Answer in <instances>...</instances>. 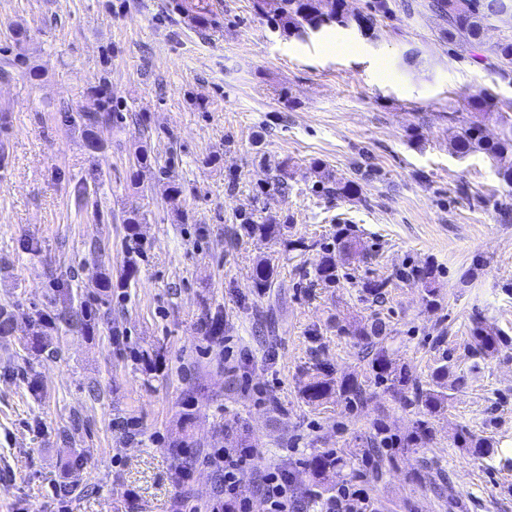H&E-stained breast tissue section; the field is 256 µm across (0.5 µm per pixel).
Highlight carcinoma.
<instances>
[{"mask_svg": "<svg viewBox=\"0 0 512 512\" xmlns=\"http://www.w3.org/2000/svg\"><path fill=\"white\" fill-rule=\"evenodd\" d=\"M255 7L259 12L271 15L275 27L298 37L325 25L336 23L346 26L352 21L368 33L373 29L376 15L387 11L386 0H375L372 13L365 16L349 15L346 0H255ZM435 7L448 15V28L443 30L442 37L447 39L448 43L462 47L483 42L489 22L500 8H505V13L512 16V0H436ZM176 8L196 24L204 25L207 22V11L203 6L190 3L188 0H179ZM92 93L96 97L97 110L79 112L72 121L79 122L83 127L87 146L98 150L101 143L95 129L112 124V100L104 95L103 88L99 85L92 89ZM467 106L470 119L455 137L453 151L460 156L476 152L485 154L497 164L499 178L512 186V119L496 111L493 99L485 93L468 96ZM489 122H495L502 127L500 136L495 139L485 135V126ZM359 190V183L353 179H339L333 186L326 188L327 193L338 198L353 197ZM239 221L246 235L266 240L284 236L291 218L282 219L277 215H270L259 224L253 215L241 213ZM355 245L356 240L348 228L337 230L336 240L331 246H320L316 242L308 244L303 240L288 242V247L303 254L316 252L315 260L312 262L313 280L310 281V286L322 284L329 288L340 287L341 280L346 278V274L342 273L343 259L352 254ZM135 266L134 260H128V268L117 282H112V275L106 274L100 278L99 287L109 295L112 294L114 287H127ZM276 273L277 264L274 258L269 255L261 258L254 270V287L260 291L271 287ZM409 277L421 282L423 300L426 304H437V298L440 296L439 288L436 286L437 270L430 264L366 280L360 284L361 297L366 301L381 303L384 301L387 288L394 284V280ZM57 287L58 295L64 297V304L60 310L46 312L38 319L36 338L30 346L32 350L43 349L42 335L59 324L77 330L93 327L92 310L85 304L73 305L72 300L68 299V293L64 292L65 283L59 282ZM348 334L356 340L363 358L367 360V379L401 394L405 404L422 408L427 416L432 417L448 406V365L442 364L435 368L431 381L424 385L407 369L396 367L387 346V325L381 318L373 317L363 324L360 323L348 331ZM472 339L471 348L481 355L492 354L500 346L508 343L503 331L483 324L479 318L472 328ZM366 387V382L354 375L335 381L329 378V374L319 365L316 367L315 375L303 387L302 394L310 402L321 401L334 395L336 401L343 403L346 409L353 410L366 400ZM431 437L432 428L426 418L417 420L414 430L403 439L389 433L386 427L378 426L367 439V454L378 456L375 470L379 472L386 463V459L382 458L383 449L417 448ZM461 447L470 448L474 454L483 458H493L499 454V449L495 448L492 440L476 438L469 434L461 435ZM348 465L350 462L336 449L322 451L305 461L308 472L320 482L326 481L330 473Z\"/></svg>", "mask_w": 512, "mask_h": 512, "instance_id": "carcinoma-1", "label": "carcinoma"}]
</instances>
